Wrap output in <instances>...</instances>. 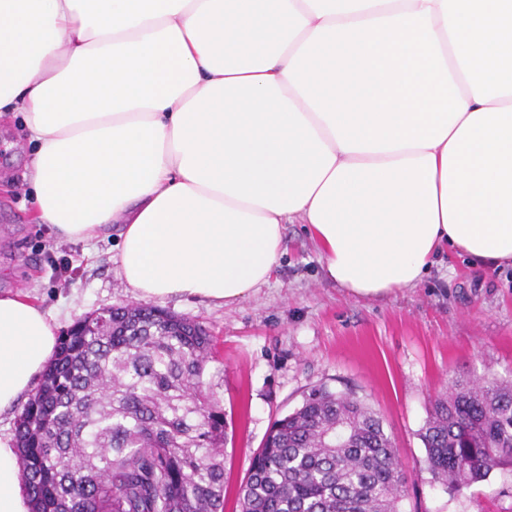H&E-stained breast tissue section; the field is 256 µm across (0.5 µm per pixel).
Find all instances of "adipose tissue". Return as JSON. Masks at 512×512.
Wrapping results in <instances>:
<instances>
[{"label":"adipose tissue","mask_w":512,"mask_h":512,"mask_svg":"<svg viewBox=\"0 0 512 512\" xmlns=\"http://www.w3.org/2000/svg\"><path fill=\"white\" fill-rule=\"evenodd\" d=\"M1 109L36 145V221L120 225L141 300L248 298L296 221L358 296L446 247L512 265V0H0ZM56 331L0 295V412ZM29 507L0 444V512Z\"/></svg>","instance_id":"ef3b65f1"}]
</instances>
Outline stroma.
<instances>
[{
    "instance_id": "35a3bbf8",
    "label": "stroma",
    "mask_w": 512,
    "mask_h": 512,
    "mask_svg": "<svg viewBox=\"0 0 512 512\" xmlns=\"http://www.w3.org/2000/svg\"><path fill=\"white\" fill-rule=\"evenodd\" d=\"M32 145L20 117L0 115V292H19L67 333L96 310L135 303L114 261L119 226L90 243L35 223L24 178ZM159 308L214 336L204 384L224 406L225 512L276 419L311 388L364 401L383 420L406 477L401 512H512V468L451 491L433 480L419 436L431 402L452 381L512 380V268L471 267L439 253L412 288L358 297L329 281L307 225L284 227L268 284L214 305L169 298Z\"/></svg>"
}]
</instances>
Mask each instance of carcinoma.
Instances as JSON below:
<instances>
[{
  "mask_svg": "<svg viewBox=\"0 0 512 512\" xmlns=\"http://www.w3.org/2000/svg\"><path fill=\"white\" fill-rule=\"evenodd\" d=\"M215 340L150 305L79 320L15 428L31 512H224L225 422L203 387ZM450 490L512 467V382L455 381L421 428ZM405 475L382 421L325 386L277 419L238 490L240 512H399Z\"/></svg>",
  "mask_w": 512,
  "mask_h": 512,
  "instance_id": "cac0c4a2",
  "label": "carcinoma"
}]
</instances>
